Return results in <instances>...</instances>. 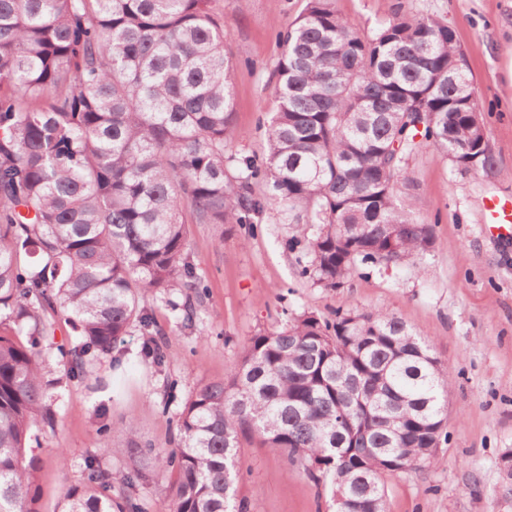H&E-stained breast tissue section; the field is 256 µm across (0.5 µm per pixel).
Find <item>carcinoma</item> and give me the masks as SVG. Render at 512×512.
Listing matches in <instances>:
<instances>
[{"mask_svg": "<svg viewBox=\"0 0 512 512\" xmlns=\"http://www.w3.org/2000/svg\"><path fill=\"white\" fill-rule=\"evenodd\" d=\"M280 41L266 159L237 157L229 174L232 65L211 0H0V512H36L31 442L37 422L54 427L50 365L83 380L133 326L162 335L157 297L195 325L205 279L189 219L254 233L274 205L314 227L285 241L304 253L300 275L336 289L431 247L404 193L413 150L493 166L447 21L397 12L365 36L332 0H307ZM61 321L74 340L51 359L43 342ZM145 357L161 371L168 354ZM448 386L431 345L386 310L291 312L192 392L173 447L139 444L127 422V447L111 452L133 466L88 458L60 512H144L131 489L153 470L173 476V512H247L243 438L301 464L335 512H388L385 476L441 462ZM498 468L508 497L512 448Z\"/></svg>", "mask_w": 512, "mask_h": 512, "instance_id": "1", "label": "carcinoma"}]
</instances>
